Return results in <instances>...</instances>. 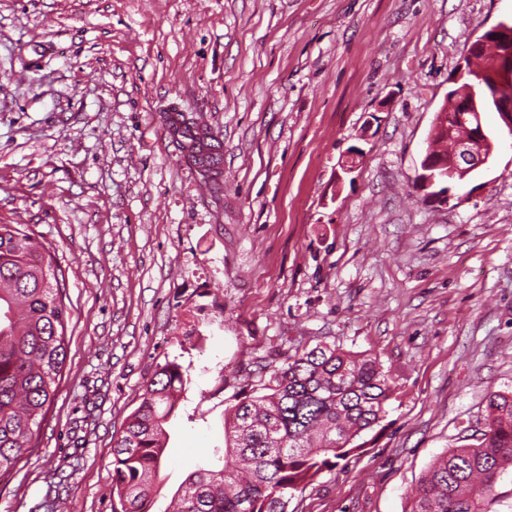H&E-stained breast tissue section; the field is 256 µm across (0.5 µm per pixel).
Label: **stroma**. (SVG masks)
<instances>
[{"label":"stroma","mask_w":512,"mask_h":512,"mask_svg":"<svg viewBox=\"0 0 512 512\" xmlns=\"http://www.w3.org/2000/svg\"><path fill=\"white\" fill-rule=\"evenodd\" d=\"M505 19L512 0H0V222L42 236L69 298L54 403L0 512H112L113 445L174 360L189 382L149 504L169 512L225 409L319 344L376 357L394 388L288 512H409L512 391L498 114L454 199L416 187L459 64ZM172 102L222 142L220 190L169 136Z\"/></svg>","instance_id":"stroma-1"}]
</instances>
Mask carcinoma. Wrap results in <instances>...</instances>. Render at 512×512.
Segmentation results:
<instances>
[{
    "mask_svg": "<svg viewBox=\"0 0 512 512\" xmlns=\"http://www.w3.org/2000/svg\"><path fill=\"white\" fill-rule=\"evenodd\" d=\"M465 74L448 90L458 101L492 109L502 84L497 60L512 47V25L476 40ZM190 139L185 157L214 183L219 143L181 115ZM64 279L49 248L28 224L0 223V473L36 445L53 403L67 353ZM188 383L176 361L157 366L140 404L112 448V496L120 512H148L154 478L164 459L166 425ZM393 381L377 359L336 345H317L273 370L266 393L246 396L224 420L223 465L200 467L184 481L174 512H288L295 493L325 469L361 449L355 443L386 416ZM512 476V392L488 396L482 436L439 456L413 491L409 512H488L496 486Z\"/></svg>",
    "mask_w": 512,
    "mask_h": 512,
    "instance_id": "1",
    "label": "carcinoma"
}]
</instances>
